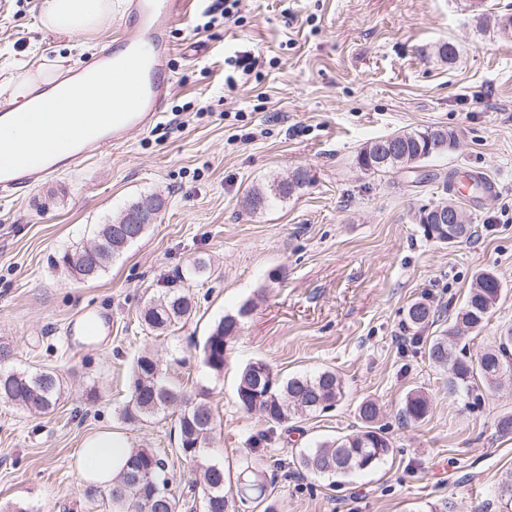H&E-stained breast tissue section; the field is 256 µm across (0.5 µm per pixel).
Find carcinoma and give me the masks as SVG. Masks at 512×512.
<instances>
[{"label":"carcinoma","instance_id":"1","mask_svg":"<svg viewBox=\"0 0 512 512\" xmlns=\"http://www.w3.org/2000/svg\"><path fill=\"white\" fill-rule=\"evenodd\" d=\"M396 142L398 150L390 155L380 154L381 143ZM458 146L456 132L436 127L411 130L377 139L366 145L357 156V164L370 173L399 172L434 155L451 154ZM308 183L307 173L294 171L286 179L270 185L253 188L246 198L247 209L264 211L277 201L292 196ZM461 223L447 226L442 231L431 223L433 210H420L418 223L428 236L439 240L467 238L471 234L469 216L458 209ZM127 212L110 224L99 225L96 239L109 242L98 253L91 255L86 248L65 252L57 260L65 272L77 279L97 277L134 243L120 234ZM206 262L195 259L179 278V284L153 298L140 312L142 324L161 336L174 332L193 314L194 301L186 282L202 275ZM501 282L493 272L478 274L469 294L456 314L454 325L443 336H434L428 342L427 355L435 364L449 365L448 387L455 391L469 389L473 380L480 379L489 387L496 386L503 377L512 374V329H507L497 344L488 347L477 362L456 356L448 346V335L464 327L482 330L489 322L501 295ZM251 311L242 305L236 314L226 315L205 338L201 355L202 365L217 375L223 373L230 344L239 331V324ZM434 314L424 301L412 303L406 313L408 328L419 331L429 324ZM130 399L122 409V418L130 426L143 425L170 409L177 410L179 457L195 467V478L189 490L197 493L202 512H235L236 500L247 498L265 502L266 462L260 457L250 459L239 473L237 490L226 487L222 464L209 456L215 417L206 388L188 394L171 384L158 361L150 353L138 356L130 376ZM61 394V381L53 370L35 373L19 372L0 367V404L17 406L33 414H46L54 409ZM342 381L336 372L324 369L312 373L284 377L263 359L246 364L238 376L236 388L240 407L260 414L267 421L283 425L305 415L323 411L342 398ZM429 410L428 400L420 394L406 397L401 409L407 422L423 419ZM378 408L370 400L359 406L363 429L344 435L334 441L300 450L297 465L304 471L328 478L361 474L379 467L390 455V442L373 430L370 423ZM167 462L150 448H134L124 459L112 486L105 490L112 503V512H178L179 501L168 489L165 471ZM497 503L502 512H512V474L499 483Z\"/></svg>","mask_w":512,"mask_h":512}]
</instances>
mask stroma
Segmentation results:
<instances>
[{
  "mask_svg": "<svg viewBox=\"0 0 512 512\" xmlns=\"http://www.w3.org/2000/svg\"><path fill=\"white\" fill-rule=\"evenodd\" d=\"M42 3L0 0L1 91L25 73L88 63L124 31L122 0L74 39L43 27ZM211 3L188 0L172 25L176 89L153 129L0 199V343L13 348V368L50 369L63 383L48 414L0 406V512H112L74 465L84 438L102 431L164 454L173 486L190 483L173 417L137 427L121 418L144 351L184 391L209 388L214 457L235 474L263 456L279 512H499L493 491L512 472V432L497 423L512 415V378L449 390L425 342L447 328L482 271L501 281L495 311L451 344L473 361L512 327V38L495 25L512 0H243L238 22L205 29ZM448 42L452 62L438 54ZM240 51L262 64L225 85L224 59ZM437 126L457 133L452 154L383 175L356 162L375 138ZM298 169L309 177L300 191L246 209L249 190ZM472 173L497 185L457 200L472 236L427 237L418 211L448 199L446 181ZM153 198L163 202L157 220L99 277L54 268L98 225ZM197 257L207 271L190 289L193 315L169 335L151 333L143 306ZM418 300L434 322L405 344V313ZM246 302L254 309L214 375L199 347ZM87 313L111 314V335L74 332ZM258 358L284 376L334 370L344 395L289 425L265 422L236 399L239 369ZM411 393L429 400L416 422L400 415ZM366 399L379 409L373 426L391 443L388 459L335 484L302 471L299 449L360 430Z\"/></svg>",
  "mask_w": 512,
  "mask_h": 512,
  "instance_id": "35a3bbf8",
  "label": "stroma"
}]
</instances>
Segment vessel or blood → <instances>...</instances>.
Returning <instances> with one entry per match:
<instances>
[{
	"instance_id": "b4317fda",
	"label": "vessel or blood",
	"mask_w": 512,
	"mask_h": 512,
	"mask_svg": "<svg viewBox=\"0 0 512 512\" xmlns=\"http://www.w3.org/2000/svg\"><path fill=\"white\" fill-rule=\"evenodd\" d=\"M186 6L187 0H128L124 25L135 30V37H123L92 58L89 66L100 75L111 76L113 95H130V106L123 112L101 115L94 136L75 125L61 136L45 130L54 105L50 86H33L30 97L36 109L32 112L12 111L9 97L0 95V118L26 126L33 139L44 144L40 150L14 148L8 160L0 163L1 195H14L63 172L82 169L91 157L122 145L132 130H144L154 123L174 92L170 67L174 47L169 32Z\"/></svg>"
}]
</instances>
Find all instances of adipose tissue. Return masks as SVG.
<instances>
[{"instance_id": "adipose-tissue-1", "label": "adipose tissue", "mask_w": 512, "mask_h": 512, "mask_svg": "<svg viewBox=\"0 0 512 512\" xmlns=\"http://www.w3.org/2000/svg\"><path fill=\"white\" fill-rule=\"evenodd\" d=\"M112 13V0H44L42 22L51 32L75 37L97 29ZM131 448L124 438L106 431L87 437L77 457L82 481L108 486L118 463Z\"/></svg>"}]
</instances>
